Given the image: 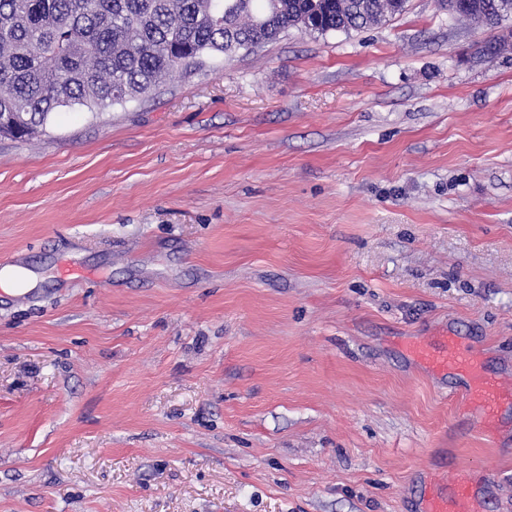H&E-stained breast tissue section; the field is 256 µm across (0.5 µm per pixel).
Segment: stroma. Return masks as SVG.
<instances>
[{
  "instance_id": "stroma-1",
  "label": "stroma",
  "mask_w": 512,
  "mask_h": 512,
  "mask_svg": "<svg viewBox=\"0 0 512 512\" xmlns=\"http://www.w3.org/2000/svg\"><path fill=\"white\" fill-rule=\"evenodd\" d=\"M445 0L0 136V512H512L413 344L512 378V42ZM92 279L62 287L59 262ZM491 480H483L484 471ZM449 481L448 496L435 494L426 497L425 512H481L480 499L468 474H457Z\"/></svg>"
}]
</instances>
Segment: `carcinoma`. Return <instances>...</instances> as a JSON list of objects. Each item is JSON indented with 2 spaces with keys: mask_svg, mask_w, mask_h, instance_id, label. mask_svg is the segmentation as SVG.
Segmentation results:
<instances>
[{
  "mask_svg": "<svg viewBox=\"0 0 512 512\" xmlns=\"http://www.w3.org/2000/svg\"><path fill=\"white\" fill-rule=\"evenodd\" d=\"M406 0H0V134L43 129L60 107L91 111L146 95L205 54L231 55L291 27L361 30ZM495 29L512 0H448Z\"/></svg>",
  "mask_w": 512,
  "mask_h": 512,
  "instance_id": "carcinoma-1",
  "label": "carcinoma"
}]
</instances>
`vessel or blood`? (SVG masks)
I'll return each mask as SVG.
<instances>
[{
	"label": "vessel or blood",
	"instance_id": "b4317fda",
	"mask_svg": "<svg viewBox=\"0 0 512 512\" xmlns=\"http://www.w3.org/2000/svg\"><path fill=\"white\" fill-rule=\"evenodd\" d=\"M415 355L437 373L452 371L465 381L464 393L477 426L490 425L504 400L512 398L502 379L489 374L478 352L458 336H449L440 350L416 345ZM481 502L468 474L452 477L447 494L426 499L425 512H481Z\"/></svg>",
	"mask_w": 512,
	"mask_h": 512
}]
</instances>
